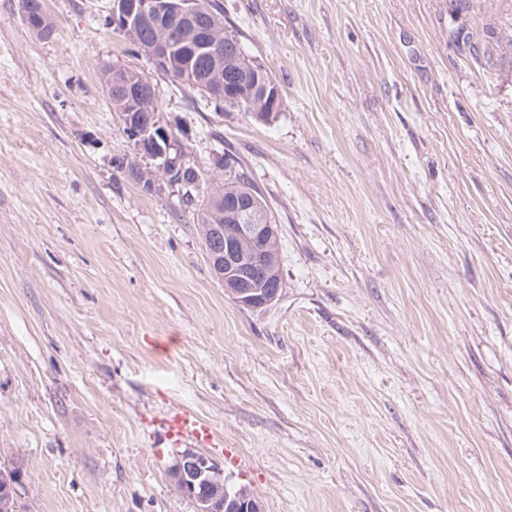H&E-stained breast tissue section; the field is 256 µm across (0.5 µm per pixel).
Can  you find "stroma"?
<instances>
[{"label": "stroma", "mask_w": 512, "mask_h": 512, "mask_svg": "<svg viewBox=\"0 0 512 512\" xmlns=\"http://www.w3.org/2000/svg\"><path fill=\"white\" fill-rule=\"evenodd\" d=\"M273 78L229 111L104 23L0 0V465L20 512H195L188 441L263 512H512V0H218ZM143 72L215 181L231 150L284 288L238 305L192 209L118 172L103 64ZM166 433L177 439L209 443L211 433L209 428L188 411L175 412L166 422Z\"/></svg>", "instance_id": "obj_1"}]
</instances>
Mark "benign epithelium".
<instances>
[{
    "mask_svg": "<svg viewBox=\"0 0 512 512\" xmlns=\"http://www.w3.org/2000/svg\"><path fill=\"white\" fill-rule=\"evenodd\" d=\"M112 27L126 38L148 37L147 53L153 67L161 72L178 71L208 100L246 109L258 119L279 111L281 96L268 74L246 63L239 46L224 47L219 23L208 16L204 0H112ZM238 67L243 80L234 87L224 80V66ZM111 98L118 101L125 135L130 144L127 161L151 170L146 190L159 193L164 187L183 193L184 170L189 155L171 123L154 109L156 94L146 79L134 84L122 67L103 76ZM205 220L213 237L224 240L223 248L210 254V264L234 301L255 309L275 302L281 291V272L254 245L277 235L266 212L256 206L224 204L217 192L204 205ZM181 492L196 500V512H212V497L196 495L201 482L214 484L223 472L206 456L185 451L174 468Z\"/></svg>",
    "mask_w": 512,
    "mask_h": 512,
    "instance_id": "1",
    "label": "benign epithelium"
}]
</instances>
